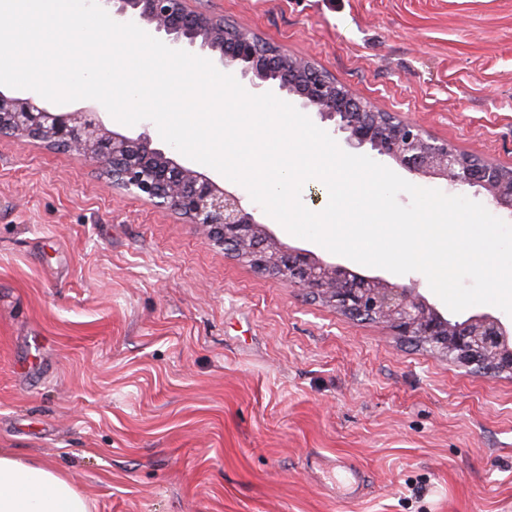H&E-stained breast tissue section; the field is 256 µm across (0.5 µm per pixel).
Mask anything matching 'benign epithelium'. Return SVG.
<instances>
[{"label": "benign epithelium", "instance_id": "benign-epithelium-1", "mask_svg": "<svg viewBox=\"0 0 512 512\" xmlns=\"http://www.w3.org/2000/svg\"><path fill=\"white\" fill-rule=\"evenodd\" d=\"M112 15L155 25L174 44L199 45L224 71L249 79L254 95L267 91L301 100L303 107L334 123L354 148L368 147L425 177L443 179L457 189L486 191L495 207L512 214V179L503 168L472 163L420 125L386 123L370 104L328 79L309 61L291 56L255 34L224 32L218 19L188 5L189 0H110ZM24 135L75 151L103 167L112 183L161 208H173L191 223L259 269L292 288L324 299L353 318L386 322L450 361L512 372V324L490 312L454 320L419 289L380 276H362L338 262L297 248L283 247L234 189L183 166L145 136L130 137L104 127L90 110L52 112L31 97L0 91V135Z\"/></svg>", "mask_w": 512, "mask_h": 512}]
</instances>
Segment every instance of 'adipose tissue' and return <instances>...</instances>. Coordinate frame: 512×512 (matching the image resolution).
Segmentation results:
<instances>
[{"label": "adipose tissue", "mask_w": 512, "mask_h": 512, "mask_svg": "<svg viewBox=\"0 0 512 512\" xmlns=\"http://www.w3.org/2000/svg\"><path fill=\"white\" fill-rule=\"evenodd\" d=\"M0 512H90V503L53 464L0 454Z\"/></svg>", "instance_id": "1"}]
</instances>
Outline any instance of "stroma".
<instances>
[{"mask_svg":"<svg viewBox=\"0 0 512 512\" xmlns=\"http://www.w3.org/2000/svg\"><path fill=\"white\" fill-rule=\"evenodd\" d=\"M512 167V0H201ZM106 129L165 143L152 121ZM0 450L91 512H512V373L255 270L73 151L0 136Z\"/></svg>","mask_w":512,"mask_h":512,"instance_id":"stroma-1","label":"stroma"}]
</instances>
